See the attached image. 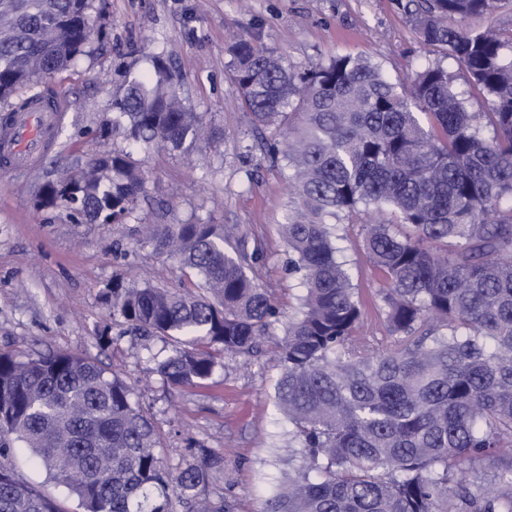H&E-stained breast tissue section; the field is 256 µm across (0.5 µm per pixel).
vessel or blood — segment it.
<instances>
[{"mask_svg": "<svg viewBox=\"0 0 512 512\" xmlns=\"http://www.w3.org/2000/svg\"><path fill=\"white\" fill-rule=\"evenodd\" d=\"M62 104L46 107L39 96H31L25 111L16 113L11 124L0 127V169L31 166L52 145V133L62 119Z\"/></svg>", "mask_w": 512, "mask_h": 512, "instance_id": "1", "label": "vessel or blood"}]
</instances>
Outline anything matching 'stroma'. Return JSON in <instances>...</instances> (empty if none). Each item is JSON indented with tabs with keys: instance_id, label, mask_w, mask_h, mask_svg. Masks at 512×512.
Instances as JSON below:
<instances>
[{
	"instance_id": "stroma-1",
	"label": "stroma",
	"mask_w": 512,
	"mask_h": 512,
	"mask_svg": "<svg viewBox=\"0 0 512 512\" xmlns=\"http://www.w3.org/2000/svg\"><path fill=\"white\" fill-rule=\"evenodd\" d=\"M89 14L95 33L84 55L41 85L70 105L56 148L33 167L0 170V352L98 358L153 419L169 468L204 449L221 454L224 470L201 486V496L224 497L234 512H259L293 454L288 421L273 400L279 336L266 337L252 356L223 358L209 379L180 388L155 372L168 345L128 335L113 337L103 350L95 336L113 322L100 291L114 277L131 285L195 286L178 256L141 241L143 222L236 225L238 234L261 243L262 264L253 274L281 314L299 304L303 290L285 269L287 187L261 152L252 116L228 77L230 42L247 36L277 48L301 70L337 55L362 56L380 64L401 91L422 66L440 60L470 111H489L490 102L471 89L456 62L423 47L396 0H94ZM158 54L174 72L184 107L202 115V138L190 147L145 149L121 130L100 137L126 72L149 71ZM104 148L131 152L146 173L144 197L127 223L76 224L63 208L37 209L44 182L84 166ZM339 233L363 303L358 336L376 352L393 342L382 314L383 278L365 254L362 225H341ZM12 465L61 512H82L29 449H15Z\"/></svg>"
}]
</instances>
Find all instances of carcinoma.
Returning <instances> with one entry per match:
<instances>
[{"label":"carcinoma","mask_w":512,"mask_h":512,"mask_svg":"<svg viewBox=\"0 0 512 512\" xmlns=\"http://www.w3.org/2000/svg\"><path fill=\"white\" fill-rule=\"evenodd\" d=\"M497 0H398L421 43L455 60L491 103L472 112L448 71L427 64L400 93L379 65L352 55L299 70L248 38L228 46L230 78L288 187V273L305 294L288 321L248 270L259 252L222 224H148L146 241L175 254L197 290L117 279L101 290L127 331L171 354L155 372L170 386L212 376L217 357L256 352L281 329L278 409L300 465L260 512H512V31H467L455 19ZM90 0H0V104L45 74L67 70L89 40ZM61 44L43 59V37ZM124 129L148 147L182 146L203 130L182 106L164 58L112 101L101 136ZM491 129L492 135L485 134ZM50 181L41 209L77 223L123 224L145 174L124 150ZM364 225V249L385 278V324L395 345L362 353L361 302L337 225ZM31 450L83 512H233L199 487L224 469L205 453L171 473L151 419L130 387L95 359L0 352V512H60L8 462ZM498 463L473 484L464 463Z\"/></svg>","instance_id":"obj_1"}]
</instances>
